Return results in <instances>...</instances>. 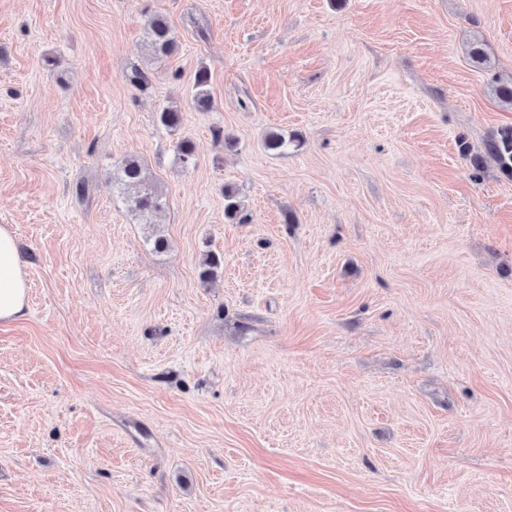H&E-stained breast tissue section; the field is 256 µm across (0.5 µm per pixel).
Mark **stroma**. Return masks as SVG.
<instances>
[{
    "label": "stroma",
    "mask_w": 512,
    "mask_h": 512,
    "mask_svg": "<svg viewBox=\"0 0 512 512\" xmlns=\"http://www.w3.org/2000/svg\"><path fill=\"white\" fill-rule=\"evenodd\" d=\"M511 79L512 0H0V512H512ZM145 35L154 58L167 59L177 53L176 37L163 17L150 15L146 20ZM486 148L497 161L500 173L512 179V127L498 130L487 141ZM113 180L123 191L135 190L133 194L123 195V200L139 223L154 224L152 217L166 205V195L152 180L145 164L135 157L123 158L112 165ZM29 279L15 230L0 225V324L22 319L29 297Z\"/></svg>",
    "instance_id": "35a3bbf8"
}]
</instances>
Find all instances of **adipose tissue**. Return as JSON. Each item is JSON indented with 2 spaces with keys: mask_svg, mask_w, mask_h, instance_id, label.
<instances>
[{
  "mask_svg": "<svg viewBox=\"0 0 512 512\" xmlns=\"http://www.w3.org/2000/svg\"><path fill=\"white\" fill-rule=\"evenodd\" d=\"M29 279L14 229L0 225V324L22 319L28 305Z\"/></svg>",
  "mask_w": 512,
  "mask_h": 512,
  "instance_id": "ef3b65f1",
  "label": "adipose tissue"
}]
</instances>
